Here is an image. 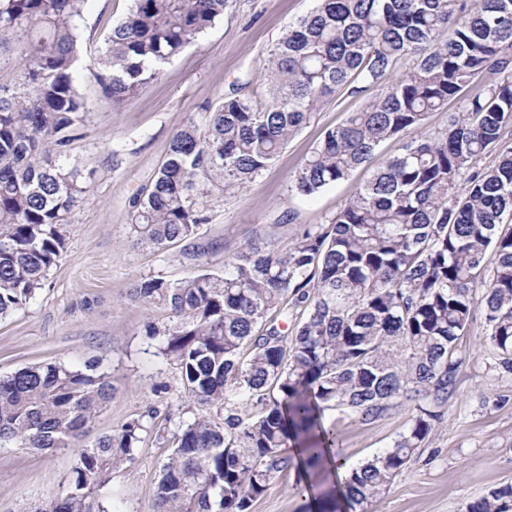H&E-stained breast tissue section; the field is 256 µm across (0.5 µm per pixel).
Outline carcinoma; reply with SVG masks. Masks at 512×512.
Listing matches in <instances>:
<instances>
[{"label":"carcinoma","instance_id":"cac0c4a2","mask_svg":"<svg viewBox=\"0 0 512 512\" xmlns=\"http://www.w3.org/2000/svg\"><path fill=\"white\" fill-rule=\"evenodd\" d=\"M87 0H0V54L24 42L28 63L0 75V319L27 306L65 248L67 215L84 193L69 146L85 121L73 79ZM228 0H132L98 58L117 105L224 16ZM412 66L397 78L403 57ZM362 95L359 112L325 132L297 170L313 195L346 179L385 141L399 152L324 224L281 247L271 237L241 245L221 274L142 279L133 297L160 304L176 324L162 354L181 373L196 409L178 423L156 480L153 512H249L288 470L282 446L306 443L308 469L338 456L322 412L383 415L396 399L415 414L391 448L344 476L352 512L381 496L441 418L464 362L458 340L481 303L499 365L512 371V0H318L268 53L262 96L232 93L204 124L174 134L150 186L133 197V244L163 249L209 221L212 196L262 173L329 97ZM458 98L448 127L425 133L430 112ZM499 160L479 169L490 149ZM497 256L484 280L488 250ZM302 309L296 328L288 308ZM251 345L243 360L240 351ZM254 413H239L228 381ZM112 378L86 363H47L0 376V444L33 451L69 447L112 399ZM224 412V422L211 416ZM155 416L134 418L76 454L66 494L44 512H107L97 498L112 471L135 459ZM465 512H512V485Z\"/></svg>","mask_w":512,"mask_h":512}]
</instances>
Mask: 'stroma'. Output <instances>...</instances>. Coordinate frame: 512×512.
I'll use <instances>...</instances> for the list:
<instances>
[{
  "instance_id": "stroma-1",
  "label": "stroma",
  "mask_w": 512,
  "mask_h": 512,
  "mask_svg": "<svg viewBox=\"0 0 512 512\" xmlns=\"http://www.w3.org/2000/svg\"><path fill=\"white\" fill-rule=\"evenodd\" d=\"M317 0H229L223 18L169 60L156 80L120 105L106 100L96 61L131 0H87L80 20V57L74 80L88 110L69 153L86 176L82 202L68 216L66 249L44 288L28 306L0 319V375L44 363L80 366L94 361L116 387L107 407L72 447L33 453L0 447V512H42L64 496L76 453L125 422L176 411L181 374L161 353L148 325L175 324L162 306L135 300L142 278L178 281L224 262L250 237L275 235L287 244L298 230L325 223L400 142L382 143L351 175L314 196L292 191L294 175L325 131L359 111L365 97L339 92L315 112L277 159L241 189L213 196L209 221L189 240L161 250L128 241L131 200L165 162L175 132L188 119L204 121L231 89L259 91L268 51ZM464 362L443 417L423 448L368 512H464L490 489L512 485V373L497 364L482 307H474L459 340ZM413 414L398 401L382 416L328 409L347 467L390 448ZM171 448L146 436L132 464L100 489L108 512H151L155 481ZM290 466L253 502L250 512H314L332 495L336 476L324 470L298 486Z\"/></svg>"
}]
</instances>
